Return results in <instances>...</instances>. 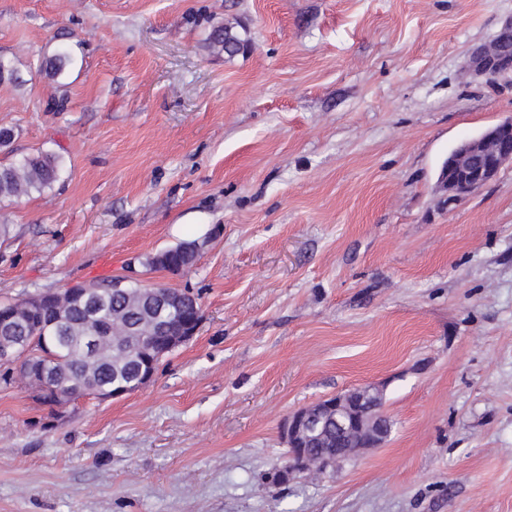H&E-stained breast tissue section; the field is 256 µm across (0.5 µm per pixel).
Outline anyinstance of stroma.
I'll use <instances>...</instances> for the list:
<instances>
[{
	"mask_svg": "<svg viewBox=\"0 0 512 512\" xmlns=\"http://www.w3.org/2000/svg\"><path fill=\"white\" fill-rule=\"evenodd\" d=\"M512 0H0L14 156L0 299L126 274L195 296L196 335L118 397L41 403L0 366V512H512V164L441 166L512 117L472 54ZM248 52L213 55V24ZM72 51L51 81L44 57ZM64 111L52 109L55 100ZM196 240L181 274L143 259ZM379 392L383 445L288 467L294 411ZM508 135L512 136V118L456 147L444 175L441 174L439 179L441 187L448 191L449 203H455L488 184L496 178L503 166L512 163V148L501 147ZM64 170L59 153L37 152L0 164V203L13 202L51 189Z\"/></svg>",
	"mask_w": 512,
	"mask_h": 512,
	"instance_id": "stroma-1",
	"label": "stroma"
}]
</instances>
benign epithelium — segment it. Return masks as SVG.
<instances>
[{
  "mask_svg": "<svg viewBox=\"0 0 512 512\" xmlns=\"http://www.w3.org/2000/svg\"><path fill=\"white\" fill-rule=\"evenodd\" d=\"M475 69L488 77L512 74V56H501L491 51L490 47H481L472 54ZM512 136V118L506 119L488 128L479 137L459 144L455 154L448 162L449 171L440 176L441 187L448 191V202L455 203L472 191L488 184L496 178L503 166L512 163V148L504 149L501 144ZM200 320L195 319L183 328L169 333L159 341H150L140 346L129 348L131 354L140 360L138 377L132 384L116 387L104 398H118L139 390L155 374L161 358L178 346L191 340L197 333ZM41 358L40 372L47 382V387L54 390L56 397L64 400L74 398L70 390L55 386L57 358L49 351L36 348V342L0 343V362L22 361L25 372H30V361ZM369 388H356L345 393L332 395L317 403L295 411L288 419L286 439L288 454L292 466L304 467L306 461V443L324 426L317 412L336 413V430L355 431L360 440L355 448H338L336 456H324L321 470L336 466L339 460L357 457L365 448H375L383 443L389 435L387 418L381 408L368 401Z\"/></svg>",
  "mask_w": 512,
  "mask_h": 512,
  "instance_id": "1",
  "label": "benign epithelium"
}]
</instances>
